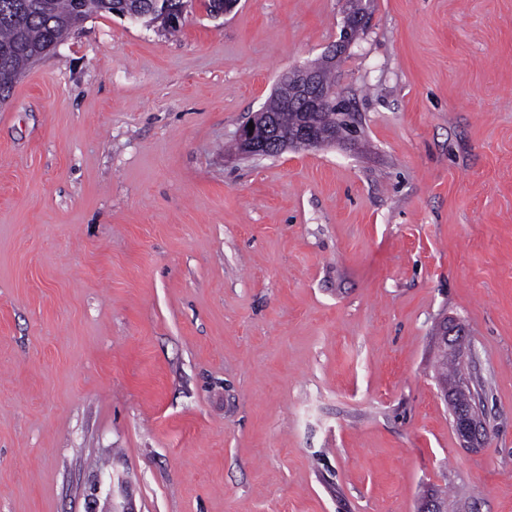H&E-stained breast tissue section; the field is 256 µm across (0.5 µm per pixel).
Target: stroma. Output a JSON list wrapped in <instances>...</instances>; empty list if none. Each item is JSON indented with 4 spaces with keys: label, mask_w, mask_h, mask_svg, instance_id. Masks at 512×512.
Listing matches in <instances>:
<instances>
[{
    "label": "stroma",
    "mask_w": 512,
    "mask_h": 512,
    "mask_svg": "<svg viewBox=\"0 0 512 512\" xmlns=\"http://www.w3.org/2000/svg\"><path fill=\"white\" fill-rule=\"evenodd\" d=\"M345 4L94 16L0 103V512H512V0H362L361 140L231 151ZM455 331L450 332L449 336H453ZM449 336H444V340L442 338H439V343L441 344L444 341V344L442 345V349L445 350L446 353L452 354L454 352L455 356L453 355H446L445 353L442 354V362L440 363V380L448 381L442 382V389L445 394L448 395V389L452 390H463L467 391V389H470L471 392H473L470 383L468 381V374L465 372V367H468L469 359L468 356L469 353L463 354L459 351H454L453 344L449 341ZM457 358V359H456ZM460 362V370L458 372V362ZM464 368V369H463ZM456 372H458L456 374ZM456 374V376H455ZM455 376V377H454ZM456 434L462 445L474 448L481 444L486 435L483 414L479 407V400L475 398L466 401L462 410L454 415Z\"/></svg>",
    "instance_id": "35a3bbf8"
}]
</instances>
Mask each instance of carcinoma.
I'll return each mask as SVG.
<instances>
[{
    "label": "carcinoma",
    "mask_w": 512,
    "mask_h": 512,
    "mask_svg": "<svg viewBox=\"0 0 512 512\" xmlns=\"http://www.w3.org/2000/svg\"><path fill=\"white\" fill-rule=\"evenodd\" d=\"M133 12L136 20L159 17L153 0H0V101L9 97L16 80L38 59L50 53L93 15ZM288 83L279 85L264 106L279 115L278 147L293 145L296 132L308 116L290 105Z\"/></svg>",
    "instance_id": "carcinoma-1"
}]
</instances>
